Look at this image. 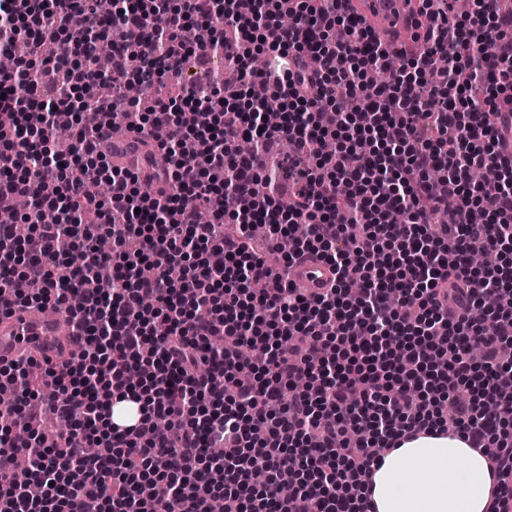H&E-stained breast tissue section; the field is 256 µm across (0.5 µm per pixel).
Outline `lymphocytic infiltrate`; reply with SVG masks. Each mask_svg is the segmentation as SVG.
<instances>
[{"mask_svg":"<svg viewBox=\"0 0 512 512\" xmlns=\"http://www.w3.org/2000/svg\"><path fill=\"white\" fill-rule=\"evenodd\" d=\"M340 2L298 0L285 27L281 0H0V49L30 46L0 75V211L28 197L32 228L21 243L0 224V299L68 310L83 338L38 386L26 362L0 363L19 393L0 406V512H367L372 466L425 433L485 455L486 512H512V126L497 105L512 93V10L419 0L427 52L371 84L391 53ZM104 13L127 34L106 72ZM219 54L223 72L183 83L185 63ZM272 99L283 119L268 127ZM62 113L76 127L63 144ZM133 117L168 158L150 196L95 144ZM451 207L461 223L442 221ZM294 224L306 237L286 239ZM259 228L269 250L287 245L282 264L252 251ZM478 250L502 260L476 269ZM308 251L334 274L311 297L287 281ZM91 277L103 288L86 290ZM132 399L141 420L91 432L98 404ZM46 411L69 425L50 445Z\"/></svg>","mask_w":512,"mask_h":512,"instance_id":"1","label":"lymphocytic infiltrate"}]
</instances>
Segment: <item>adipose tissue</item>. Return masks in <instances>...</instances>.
I'll list each match as a JSON object with an SVG mask.
<instances>
[{"label": "adipose tissue", "instance_id": "adipose-tissue-1", "mask_svg": "<svg viewBox=\"0 0 512 512\" xmlns=\"http://www.w3.org/2000/svg\"><path fill=\"white\" fill-rule=\"evenodd\" d=\"M490 480L485 457L460 436L406 441L370 475L371 512H485Z\"/></svg>", "mask_w": 512, "mask_h": 512}]
</instances>
